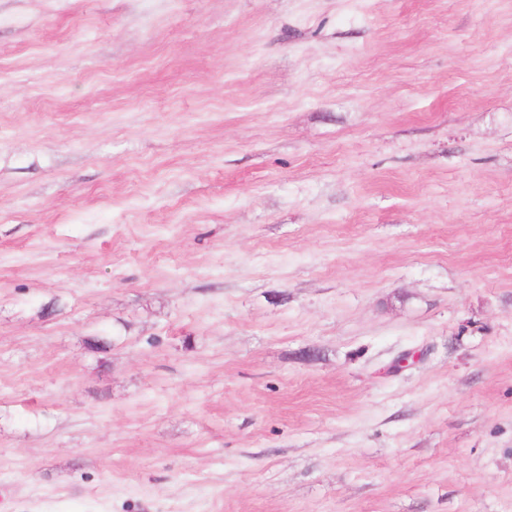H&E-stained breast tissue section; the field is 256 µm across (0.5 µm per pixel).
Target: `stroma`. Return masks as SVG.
I'll return each instance as SVG.
<instances>
[{
	"mask_svg": "<svg viewBox=\"0 0 512 512\" xmlns=\"http://www.w3.org/2000/svg\"><path fill=\"white\" fill-rule=\"evenodd\" d=\"M0 512H512V0H0Z\"/></svg>",
	"mask_w": 512,
	"mask_h": 512,
	"instance_id": "1",
	"label": "stroma"
}]
</instances>
